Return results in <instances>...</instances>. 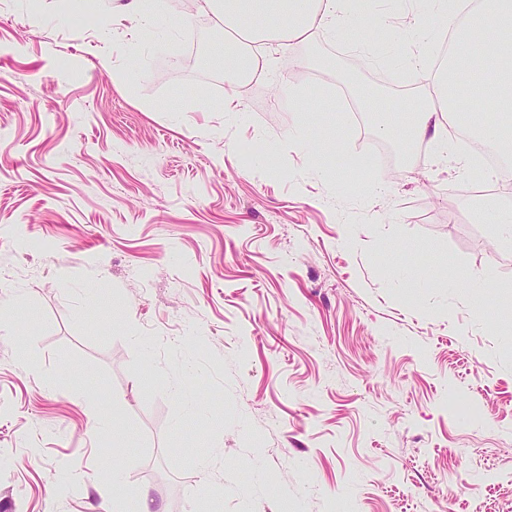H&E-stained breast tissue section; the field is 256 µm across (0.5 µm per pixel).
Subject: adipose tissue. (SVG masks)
Masks as SVG:
<instances>
[{
    "label": "adipose tissue",
    "instance_id": "ef3b65f1",
    "mask_svg": "<svg viewBox=\"0 0 512 512\" xmlns=\"http://www.w3.org/2000/svg\"><path fill=\"white\" fill-rule=\"evenodd\" d=\"M427 24L414 27L412 40H429L434 31L455 29L447 60L434 72L433 94L427 103L410 106L400 126H380L384 136L413 144L426 139L447 146L445 126L464 127L471 140L486 146L503 162L512 161V0H478L465 12L448 8V0H419ZM375 0H191V14L206 13L224 31V81L229 90L223 109L238 112V93L246 80L268 67L266 54L252 43L284 47L308 39L312 30L332 31L340 40L369 48L368 31H377L393 61L426 68L421 54L407 55L400 38L373 14ZM473 102L468 114L458 113L456 92Z\"/></svg>",
    "mask_w": 512,
    "mask_h": 512
}]
</instances>
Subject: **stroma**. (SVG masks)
Wrapping results in <instances>:
<instances>
[{
  "label": "stroma",
  "instance_id": "1",
  "mask_svg": "<svg viewBox=\"0 0 512 512\" xmlns=\"http://www.w3.org/2000/svg\"><path fill=\"white\" fill-rule=\"evenodd\" d=\"M120 2L0 0V512H512V247L461 145L354 164L342 70L429 71L317 30L224 112L223 30ZM159 4L158 0H127L119 8L133 21L141 23L158 9Z\"/></svg>",
  "mask_w": 512,
  "mask_h": 512
}]
</instances>
